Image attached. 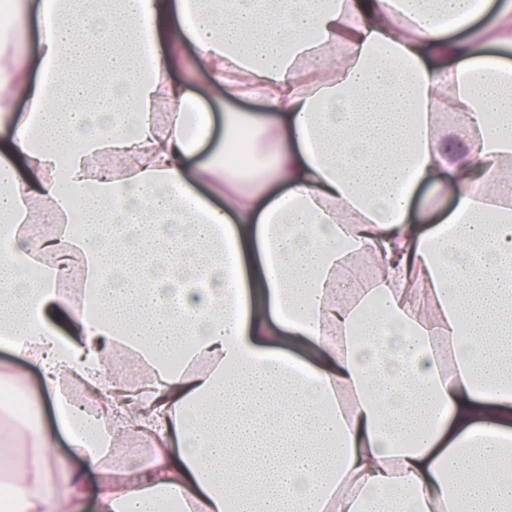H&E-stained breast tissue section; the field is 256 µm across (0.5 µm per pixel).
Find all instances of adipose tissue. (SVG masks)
<instances>
[{
	"instance_id": "adipose-tissue-1",
	"label": "adipose tissue",
	"mask_w": 512,
	"mask_h": 512,
	"mask_svg": "<svg viewBox=\"0 0 512 512\" xmlns=\"http://www.w3.org/2000/svg\"><path fill=\"white\" fill-rule=\"evenodd\" d=\"M11 9L39 76L0 34V336L58 412L0 443L24 512H75L58 430L91 468L155 445L98 512H512V0Z\"/></svg>"
}]
</instances>
